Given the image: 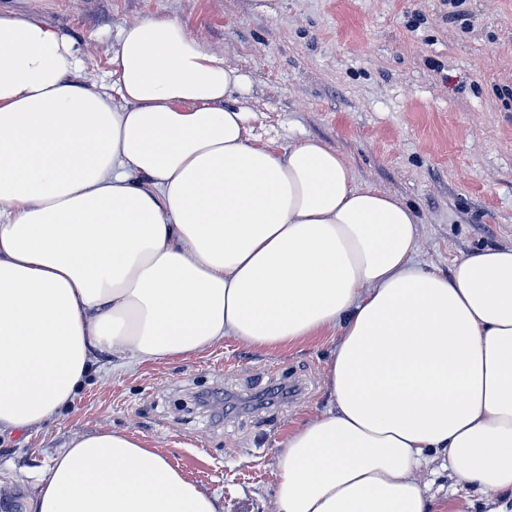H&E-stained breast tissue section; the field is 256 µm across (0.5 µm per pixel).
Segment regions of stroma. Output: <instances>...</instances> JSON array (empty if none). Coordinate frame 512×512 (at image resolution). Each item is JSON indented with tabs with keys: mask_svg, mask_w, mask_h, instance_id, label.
<instances>
[{
	"mask_svg": "<svg viewBox=\"0 0 512 512\" xmlns=\"http://www.w3.org/2000/svg\"><path fill=\"white\" fill-rule=\"evenodd\" d=\"M73 38L85 80L110 86L122 28L184 22L245 78L233 104L252 138L321 140L371 187L412 206L414 262L451 275L486 245L512 246V0H11ZM330 339L254 351L233 338L186 360L93 373L40 431L0 437V504L28 499L55 456L101 429L144 436L217 496L224 512H274L275 461L293 422L322 409ZM300 395L272 403L278 381ZM429 498L460 512H512L436 459L417 472Z\"/></svg>",
	"mask_w": 512,
	"mask_h": 512,
	"instance_id": "stroma-1",
	"label": "stroma"
}]
</instances>
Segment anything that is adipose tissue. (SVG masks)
Here are the masks:
<instances>
[{"label":"adipose tissue","instance_id":"obj_1","mask_svg":"<svg viewBox=\"0 0 512 512\" xmlns=\"http://www.w3.org/2000/svg\"><path fill=\"white\" fill-rule=\"evenodd\" d=\"M75 41L0 7V435L69 408L98 357L185 360L336 341L328 404L277 458L276 512H457L416 473L512 492V247L451 276L419 219L315 138L253 142L244 85L177 20L124 27L111 91ZM31 512H223L147 439H73Z\"/></svg>","mask_w":512,"mask_h":512}]
</instances>
